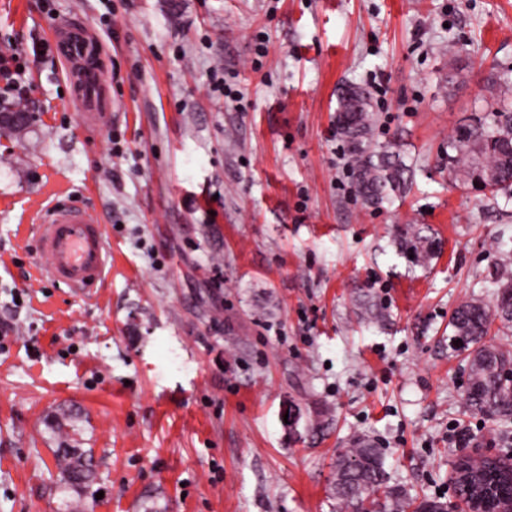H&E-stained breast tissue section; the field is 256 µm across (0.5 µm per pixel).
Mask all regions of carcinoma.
I'll return each instance as SVG.
<instances>
[{"mask_svg": "<svg viewBox=\"0 0 512 512\" xmlns=\"http://www.w3.org/2000/svg\"><path fill=\"white\" fill-rule=\"evenodd\" d=\"M493 84L498 98L490 103L491 118H469L448 139V177L462 185H482L493 194L512 195V107L502 101L512 97V76L498 74ZM369 95L347 86L337 99L336 130L347 146L354 189L363 204L376 207L393 194L405 193L412 178V166L400 154L373 137L375 117L369 110ZM400 253L416 265L430 263L437 248L421 231L406 232L397 242ZM512 323V277L498 280L495 300L487 304L470 298L448 319L450 341L461 340L456 350L467 352L470 362L468 383L462 392L465 408L499 421L512 420V351L486 341L494 320ZM61 480L72 485L89 481L92 455L73 456L68 448L57 450ZM485 458H469L464 476L479 483L490 472ZM336 499L351 512H440L443 502L408 497L400 487L389 485L385 458L375 441L358 438L336 460Z\"/></svg>", "mask_w": 512, "mask_h": 512, "instance_id": "carcinoma-1", "label": "carcinoma"}]
</instances>
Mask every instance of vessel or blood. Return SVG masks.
<instances>
[{
    "label": "vessel or blood",
    "mask_w": 512,
    "mask_h": 512,
    "mask_svg": "<svg viewBox=\"0 0 512 512\" xmlns=\"http://www.w3.org/2000/svg\"><path fill=\"white\" fill-rule=\"evenodd\" d=\"M59 52L67 66L75 70L79 104L93 122L110 111L98 71L90 58L98 48L87 34L84 22L77 21L57 37ZM35 233L48 257L46 273L51 279L84 291L92 290L106 276L112 251L102 227L84 209L57 204L40 209Z\"/></svg>",
    "instance_id": "vessel-or-blood-1"
}]
</instances>
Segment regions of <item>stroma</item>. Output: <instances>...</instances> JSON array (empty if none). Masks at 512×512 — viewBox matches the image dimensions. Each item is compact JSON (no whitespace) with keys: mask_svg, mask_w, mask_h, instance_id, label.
<instances>
[{"mask_svg":"<svg viewBox=\"0 0 512 512\" xmlns=\"http://www.w3.org/2000/svg\"><path fill=\"white\" fill-rule=\"evenodd\" d=\"M75 19L102 46L96 124L56 47ZM0 50L24 67L0 101L32 114L0 134V512H341L355 438L417 497L450 498L461 455L512 453L448 346L451 311L512 268V201L448 179L449 136L512 70V0H0ZM345 84L414 167L377 209L337 158ZM46 200L105 230L92 295L40 276ZM413 227L439 245L428 267L395 244ZM60 448L91 450L88 488L61 481Z\"/></svg>","mask_w":512,"mask_h":512,"instance_id":"stroma-1","label":"stroma"}]
</instances>
